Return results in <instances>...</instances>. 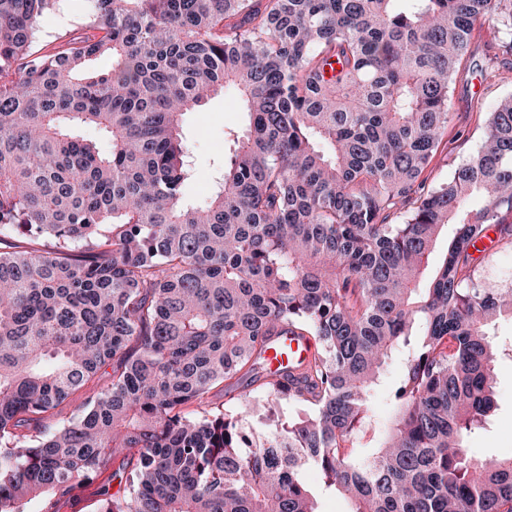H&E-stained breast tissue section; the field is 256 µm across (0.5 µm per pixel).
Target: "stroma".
I'll return each mask as SVG.
<instances>
[{
  "instance_id": "obj_1",
  "label": "stroma",
  "mask_w": 512,
  "mask_h": 512,
  "mask_svg": "<svg viewBox=\"0 0 512 512\" xmlns=\"http://www.w3.org/2000/svg\"><path fill=\"white\" fill-rule=\"evenodd\" d=\"M85 0H59L40 19L37 44L64 34H76L85 22ZM488 31L474 34L468 54L458 65L448 98L454 114L447 135L427 172L430 184L446 181L455 166L467 159L482 141V125L488 112L502 99L512 97V56L493 54ZM245 125L241 101L227 93L211 99L201 111L183 116L181 129L193 146L195 177L189 186L187 202L206 197L213 190L224 159V132ZM497 408L485 429L471 435L469 446L475 455L501 457L512 455V360L496 368Z\"/></svg>"
}]
</instances>
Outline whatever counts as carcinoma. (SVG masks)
<instances>
[{
  "label": "carcinoma",
  "instance_id": "carcinoma-1",
  "mask_svg": "<svg viewBox=\"0 0 512 512\" xmlns=\"http://www.w3.org/2000/svg\"><path fill=\"white\" fill-rule=\"evenodd\" d=\"M57 2L0 0V242H23L0 251V512L95 483L96 512H319L310 467L349 512H512V455L468 448L512 354L490 333L512 285L474 255L491 227L512 250V97L425 177L475 30L512 54V0H90L83 34L36 49ZM224 90L246 129L189 205L181 118ZM290 330L315 357L271 381ZM399 368V362H394L388 367L385 373V385L374 393L369 402L370 414L373 415L375 421L378 422V424H376L377 430L380 428L382 422L390 412V402L393 397L392 383L397 376Z\"/></svg>",
  "mask_w": 512,
  "mask_h": 512
}]
</instances>
